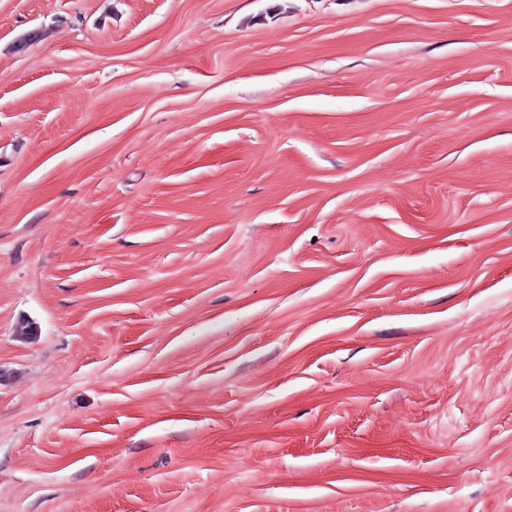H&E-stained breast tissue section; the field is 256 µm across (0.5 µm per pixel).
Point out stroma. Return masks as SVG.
<instances>
[{
	"label": "stroma",
	"instance_id": "35a3bbf8",
	"mask_svg": "<svg viewBox=\"0 0 512 512\" xmlns=\"http://www.w3.org/2000/svg\"><path fill=\"white\" fill-rule=\"evenodd\" d=\"M0 512H512V0H0Z\"/></svg>",
	"mask_w": 512,
	"mask_h": 512
}]
</instances>
